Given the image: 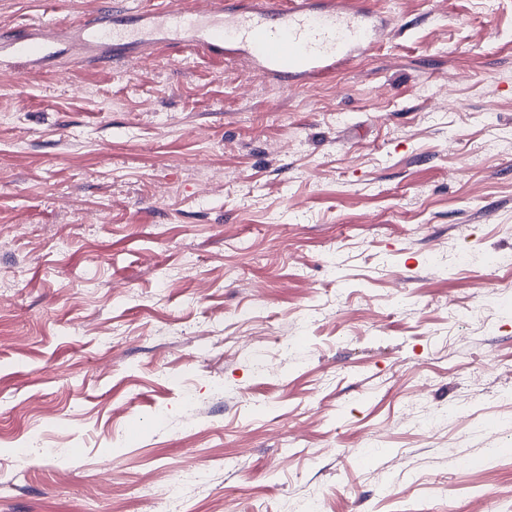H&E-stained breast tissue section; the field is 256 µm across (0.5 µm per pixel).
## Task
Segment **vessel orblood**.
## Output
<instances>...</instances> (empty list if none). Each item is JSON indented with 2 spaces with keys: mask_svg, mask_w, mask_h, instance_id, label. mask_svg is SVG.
<instances>
[{
  "mask_svg": "<svg viewBox=\"0 0 512 512\" xmlns=\"http://www.w3.org/2000/svg\"><path fill=\"white\" fill-rule=\"evenodd\" d=\"M379 36L377 15L361 0H162L133 13L103 0L93 19L38 23L0 40V56L33 69L65 44L101 64L168 47L242 59L265 81L292 88L369 55Z\"/></svg>",
  "mask_w": 512,
  "mask_h": 512,
  "instance_id": "b4317fda",
  "label": "vessel or blood"
}]
</instances>
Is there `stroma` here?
<instances>
[{"instance_id":"35a3bbf8","label":"stroma","mask_w":512,"mask_h":512,"mask_svg":"<svg viewBox=\"0 0 512 512\" xmlns=\"http://www.w3.org/2000/svg\"><path fill=\"white\" fill-rule=\"evenodd\" d=\"M372 2L308 87L0 65V512L512 498V0Z\"/></svg>"}]
</instances>
